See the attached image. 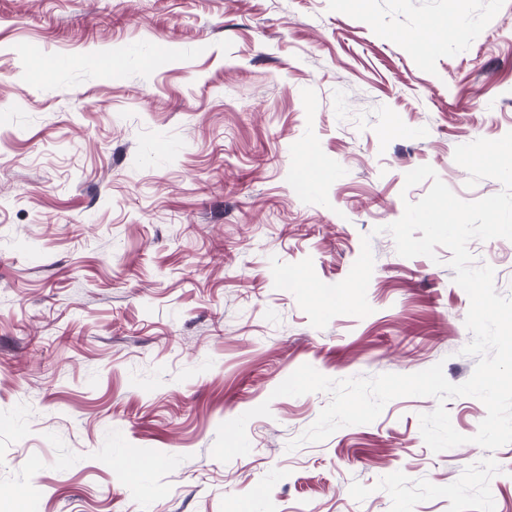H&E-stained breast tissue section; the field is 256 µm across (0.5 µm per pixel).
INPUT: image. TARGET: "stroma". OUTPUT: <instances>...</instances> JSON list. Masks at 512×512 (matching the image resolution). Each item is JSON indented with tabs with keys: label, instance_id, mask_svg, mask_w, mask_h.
<instances>
[{
	"label": "stroma",
	"instance_id": "1",
	"mask_svg": "<svg viewBox=\"0 0 512 512\" xmlns=\"http://www.w3.org/2000/svg\"><path fill=\"white\" fill-rule=\"evenodd\" d=\"M448 15L437 54L401 41ZM510 131L512 0H0V512H512V444L432 452L435 398L291 451L330 396L273 395L304 364L471 377L450 251L402 257L385 227L421 165L500 192L454 150ZM307 148L331 170L313 189ZM366 235L371 314L312 327L272 260L334 284ZM468 248L512 297V241ZM264 402L249 453L215 459Z\"/></svg>",
	"mask_w": 512,
	"mask_h": 512
}]
</instances>
